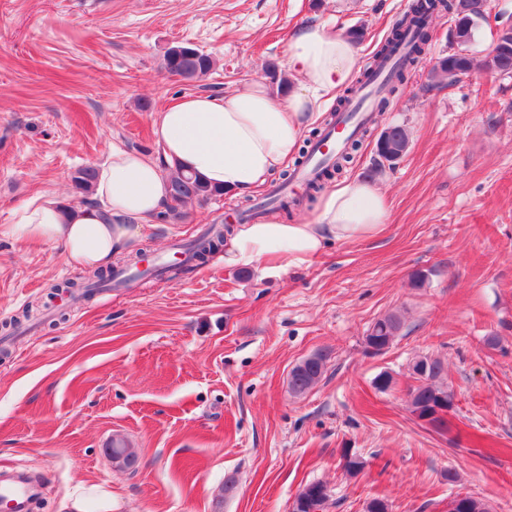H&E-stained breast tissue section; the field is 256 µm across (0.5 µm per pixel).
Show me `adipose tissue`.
Wrapping results in <instances>:
<instances>
[{
  "instance_id": "adipose-tissue-1",
  "label": "adipose tissue",
  "mask_w": 512,
  "mask_h": 512,
  "mask_svg": "<svg viewBox=\"0 0 512 512\" xmlns=\"http://www.w3.org/2000/svg\"><path fill=\"white\" fill-rule=\"evenodd\" d=\"M357 56L349 38L323 24L301 31L288 44L285 67L300 79L288 93L263 81L221 96L197 94L161 108L155 133L161 159L113 147L97 170L96 206H67L46 195L14 210L0 236L50 244L63 242L66 262L97 270L138 248L145 224L169 201V177L182 170L231 196L251 192L299 151L326 95L355 76ZM388 220L383 193L352 178L322 194L312 217L291 223L271 218L236 225L224 244L225 268L309 265L331 241L379 235Z\"/></svg>"
}]
</instances>
